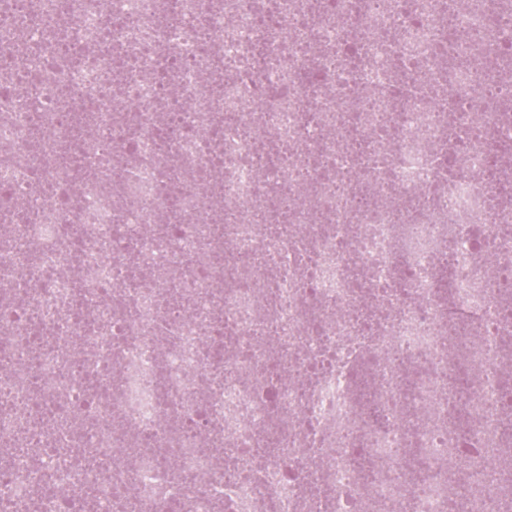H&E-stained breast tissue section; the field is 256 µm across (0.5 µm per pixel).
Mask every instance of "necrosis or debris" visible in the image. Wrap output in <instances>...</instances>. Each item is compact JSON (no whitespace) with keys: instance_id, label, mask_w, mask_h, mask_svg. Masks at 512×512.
Wrapping results in <instances>:
<instances>
[{"instance_id":"4bbe7bcc","label":"necrosis or debris","mask_w":512,"mask_h":512,"mask_svg":"<svg viewBox=\"0 0 512 512\" xmlns=\"http://www.w3.org/2000/svg\"><path fill=\"white\" fill-rule=\"evenodd\" d=\"M510 155L512 0H0V512H482Z\"/></svg>"}]
</instances>
